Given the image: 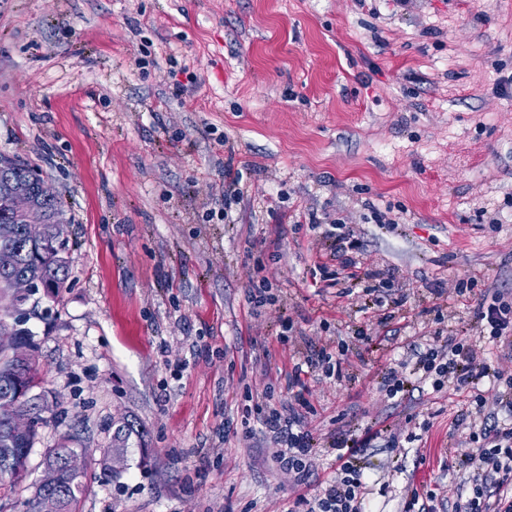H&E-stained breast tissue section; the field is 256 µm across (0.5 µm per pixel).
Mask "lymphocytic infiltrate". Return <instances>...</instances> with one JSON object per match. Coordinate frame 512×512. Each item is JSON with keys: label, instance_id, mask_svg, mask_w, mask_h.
Segmentation results:
<instances>
[{"label": "lymphocytic infiltrate", "instance_id": "lymphocytic-infiltrate-1", "mask_svg": "<svg viewBox=\"0 0 512 512\" xmlns=\"http://www.w3.org/2000/svg\"><path fill=\"white\" fill-rule=\"evenodd\" d=\"M295 219L297 223L308 224L310 230L319 231L321 239L333 241L348 280L358 281V261L352 251L362 243L360 230L336 222L325 225L313 211L296 214ZM475 317L488 327L490 340L505 342L512 339V302L507 301L504 294H482ZM484 354L481 340L447 337L438 330L428 348L417 352L413 373L393 369L385 379L386 393L390 396L415 390L423 377L432 378V387L437 391L448 383L459 389L472 388L490 375L498 380L506 379V389L496 394L493 400H486L480 394L475 397L478 408L493 405L504 411V419L479 423L461 418L453 423L454 429L466 430L474 445L473 450L463 453L458 464L466 473L461 487L467 495L457 499L454 512H512V374L491 368ZM262 425L267 438L280 447L274 457L279 470L293 475L296 481H303L312 465L315 443L298 411L291 406L267 407ZM373 439L370 432L360 438L336 439V475L323 495L309 500L306 512H369L367 482L355 460Z\"/></svg>", "mask_w": 512, "mask_h": 512}]
</instances>
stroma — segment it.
<instances>
[{
	"label": "stroma",
	"mask_w": 512,
	"mask_h": 512,
	"mask_svg": "<svg viewBox=\"0 0 512 512\" xmlns=\"http://www.w3.org/2000/svg\"><path fill=\"white\" fill-rule=\"evenodd\" d=\"M510 74L512 0H0V155L62 199L70 272L22 323L59 415L0 512H22L61 433L96 458L126 413L148 446L118 479H89L81 512H295L335 476L333 439L368 430L372 512L412 487L453 499L469 392L390 399L382 381L448 311L476 336L481 291L512 299V95L496 89ZM226 136L252 193L229 224ZM305 206L358 225L366 286L405 295L387 335L347 281L313 286L310 267L338 263L287 222ZM472 277L459 297L429 291ZM255 285L273 299L256 317ZM326 344L347 350L343 380L289 386ZM267 385L274 405L308 402L303 482L262 432ZM410 422L415 440L388 449L385 429Z\"/></svg>",
	"instance_id": "obj_1"
}]
</instances>
